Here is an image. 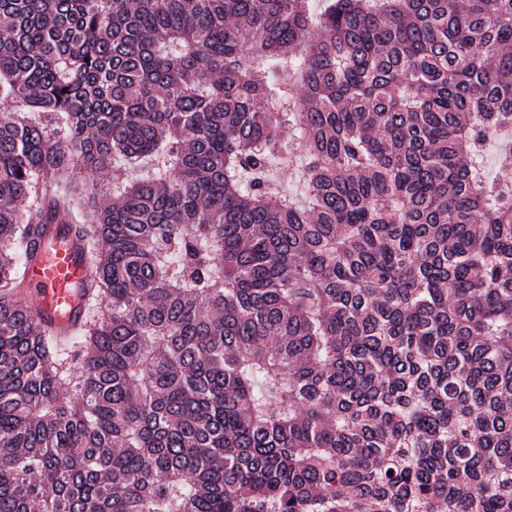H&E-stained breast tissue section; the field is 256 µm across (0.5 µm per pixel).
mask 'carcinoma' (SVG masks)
I'll list each match as a JSON object with an SVG mask.
<instances>
[{"label":"carcinoma","mask_w":512,"mask_h":512,"mask_svg":"<svg viewBox=\"0 0 512 512\" xmlns=\"http://www.w3.org/2000/svg\"><path fill=\"white\" fill-rule=\"evenodd\" d=\"M311 25L0 0V512H512V0ZM40 224L89 241L65 345Z\"/></svg>","instance_id":"carcinoma-1"}]
</instances>
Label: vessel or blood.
<instances>
[{"mask_svg":"<svg viewBox=\"0 0 512 512\" xmlns=\"http://www.w3.org/2000/svg\"><path fill=\"white\" fill-rule=\"evenodd\" d=\"M24 277L32 289V299L26 304L31 317L57 337H68L83 316L76 292L93 277L81 241L52 226L26 264Z\"/></svg>","mask_w":512,"mask_h":512,"instance_id":"1","label":"vessel or blood"}]
</instances>
